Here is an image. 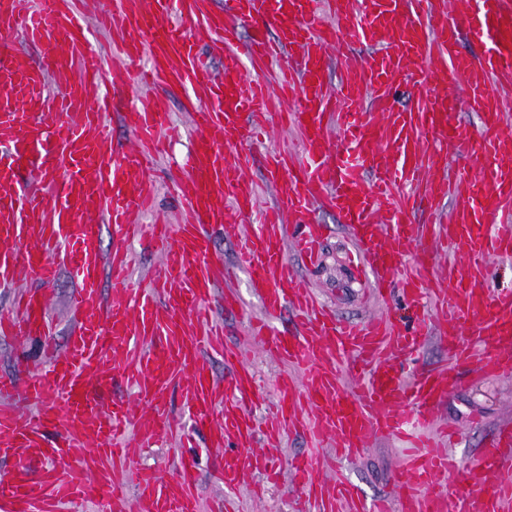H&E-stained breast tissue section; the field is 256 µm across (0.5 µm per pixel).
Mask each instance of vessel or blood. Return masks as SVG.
Returning <instances> with one entry per match:
<instances>
[{
    "label": "vessel or blood",
    "mask_w": 512,
    "mask_h": 512,
    "mask_svg": "<svg viewBox=\"0 0 512 512\" xmlns=\"http://www.w3.org/2000/svg\"><path fill=\"white\" fill-rule=\"evenodd\" d=\"M113 0L101 27L119 29L121 61L105 68L90 43L82 0H0V176H27L22 195L0 198V288L13 292L0 316V336L37 339L42 370L0 375V464L31 455L36 471L16 466L0 474V512H64L97 501L100 512H199L193 458L179 456L173 481L140 466L136 451L181 428L170 414L173 390L195 431L207 434L220 460L224 512L248 471H277L253 449L257 436L275 447L295 432L335 443L356 458L373 436L401 434L407 415L426 419L454 391L456 366L484 374L512 372V287L490 285V267L512 261V0ZM261 19L239 57L240 23ZM212 38L224 61L215 74L194 34ZM483 46L461 53V35ZM27 51L17 49V42ZM370 47L366 56L353 45ZM37 55H30V48ZM343 66L328 85L330 55ZM251 74H243L242 62ZM275 73L270 94L263 74ZM201 91L189 112L196 135L189 164L173 188L184 204L182 223L153 214L147 173L164 149L160 133L171 114L164 100L124 114L130 143L115 147L103 128L114 94L131 83ZM109 94L91 103V90ZM412 86L408 104L397 91ZM480 126L457 115V91ZM302 136V155L271 156L264 180L273 204L258 210L239 158L263 129L251 116ZM339 132L346 150L331 140ZM484 167H472L474 157ZM448 213L446 222L416 224L421 206ZM336 213L373 277L380 300L398 278L402 296L418 303L436 259H445L446 288L435 296L438 341L448 351L440 371L414 368L425 329L401 330L391 311L361 322L319 307L291 263L318 257L324 225L316 209ZM151 223H142L145 214ZM257 215L237 264L212 246L211 228ZM112 229L104 247L103 229ZM142 239L161 255L152 287L131 283L129 244ZM76 285L65 345L48 309L62 269ZM248 272L262 317L248 316L251 341L274 359L301 369L278 384L273 413L259 427L261 394L252 368L206 327L215 310L243 308L232 289ZM38 284L15 289L18 273ZM226 290L217 293L216 273ZM112 280L104 296L103 277ZM292 311L293 334L274 332L270 319ZM228 369L217 378L210 362ZM359 383L347 388L344 375ZM125 380L129 391L115 394ZM453 427L407 454L391 474L396 503L371 512H512V427H501L465 491L446 442ZM314 459L296 456L288 470L312 512H361L358 489L320 480Z\"/></svg>",
    "instance_id": "obj_1"
}]
</instances>
